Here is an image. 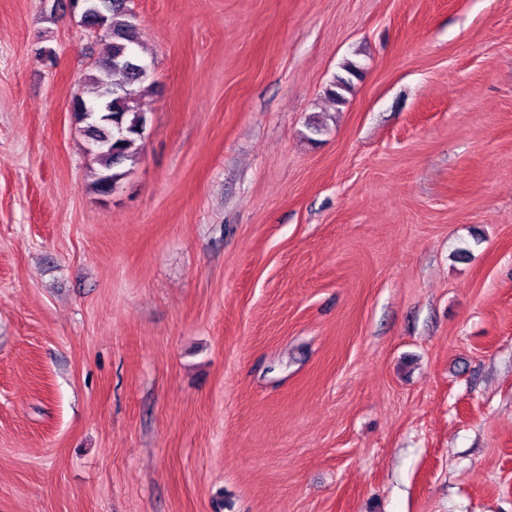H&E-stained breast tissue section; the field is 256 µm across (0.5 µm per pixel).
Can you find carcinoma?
<instances>
[{"mask_svg": "<svg viewBox=\"0 0 512 512\" xmlns=\"http://www.w3.org/2000/svg\"><path fill=\"white\" fill-rule=\"evenodd\" d=\"M133 19L128 0H111L104 10L82 16L87 26L111 39L108 54L96 64L104 78H92V96L78 95L72 106L75 121L87 138L88 153L99 166L94 188L100 195L108 194L109 186L125 175L122 168L126 163L137 161L145 139L147 116L139 109V99L147 90V76L141 71L143 62L136 50L139 32ZM342 70L346 75L336 76L326 89L328 100L338 106L346 102L358 66L347 60ZM111 75L120 80L109 79ZM95 105H106L108 110L87 118L86 110Z\"/></svg>", "mask_w": 512, "mask_h": 512, "instance_id": "carcinoma-1", "label": "carcinoma"}]
</instances>
